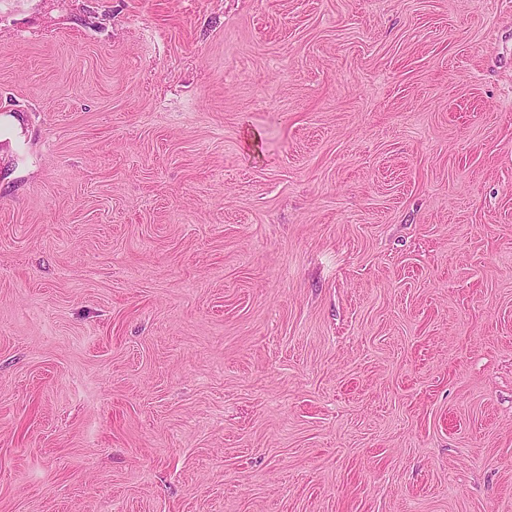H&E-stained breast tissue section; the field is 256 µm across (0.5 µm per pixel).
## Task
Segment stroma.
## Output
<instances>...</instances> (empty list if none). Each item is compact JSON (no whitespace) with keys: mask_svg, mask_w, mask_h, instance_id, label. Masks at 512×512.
I'll return each mask as SVG.
<instances>
[{"mask_svg":"<svg viewBox=\"0 0 512 512\" xmlns=\"http://www.w3.org/2000/svg\"><path fill=\"white\" fill-rule=\"evenodd\" d=\"M0 512H512V0H0Z\"/></svg>","mask_w":512,"mask_h":512,"instance_id":"obj_1","label":"stroma"}]
</instances>
